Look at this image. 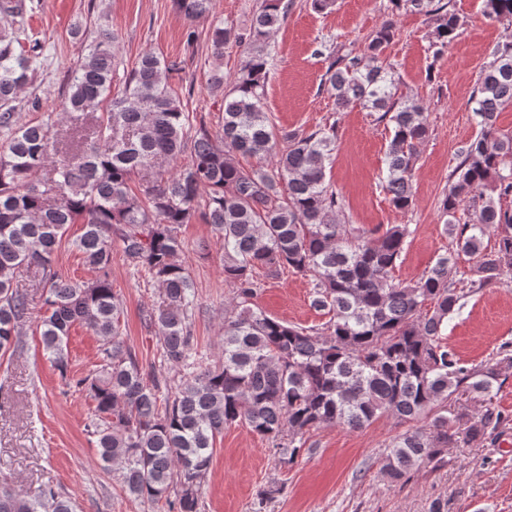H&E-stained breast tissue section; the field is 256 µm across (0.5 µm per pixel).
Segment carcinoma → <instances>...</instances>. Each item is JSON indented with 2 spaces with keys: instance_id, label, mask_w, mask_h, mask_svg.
Masks as SVG:
<instances>
[{
  "instance_id": "obj_1",
  "label": "carcinoma",
  "mask_w": 512,
  "mask_h": 512,
  "mask_svg": "<svg viewBox=\"0 0 512 512\" xmlns=\"http://www.w3.org/2000/svg\"><path fill=\"white\" fill-rule=\"evenodd\" d=\"M190 22L212 13L214 0H173ZM432 0H390L392 10L435 17L434 56L456 37L459 17ZM289 4L263 0L250 28L226 22L210 27L213 54L237 47L245 64L224 93L218 134L201 123L193 135L171 89L182 62L148 53L110 96L116 72L104 30L71 79L66 108L82 114L106 107L95 131L66 149L51 119L16 125L13 102L36 70L41 42L16 50L26 13L24 0H0V352L14 345L32 319L27 294L14 287L26 271L42 284L39 316L45 353L64 385L95 403L88 431L99 460L119 466L126 492L168 512H201L199 485L208 472L216 436L242 424L271 444L286 467L302 454L305 435L320 426L361 429L382 415L407 426L387 446L381 469L396 484L428 462L448 463L457 439L442 414L459 392L492 401L512 370L502 348L473 367L442 341L445 322L475 291L512 276V132L497 127L512 107V34L496 45L471 97L477 133L460 151L451 185L440 202L444 229L456 251L442 254L416 281L392 273L410 235L409 225L366 230L338 219L344 203L327 182L336 124L277 133L264 111L269 77L267 43ZM484 15L512 23V0H483ZM395 33L383 22L360 53L329 55L325 84L336 110L360 104L391 126L384 190L397 210L413 204L412 172L426 139L424 106L397 93L385 55ZM174 173L152 176L183 154ZM50 171L40 177L45 167ZM288 187V195L279 186ZM468 203L463 224L457 212ZM224 244V281L233 297L224 308L222 354L202 366L193 336L195 292L179 261L181 226L195 215ZM81 223L73 244L91 281L64 278L55 269L67 229ZM494 244L484 245L487 234ZM157 289L159 302L143 311L144 326L158 334L163 362L185 374L162 394L155 369L145 370L120 332L123 303L111 280L112 250ZM472 262L475 278H457L458 260ZM311 278V306L329 315L322 330L290 325L257 303L258 275L284 268ZM80 326L97 337L99 368L75 379L69 373L68 338ZM426 418L428 425L414 422ZM508 417L492 407L464 429L468 443L484 442ZM0 512H74L50 487L34 491L0 484Z\"/></svg>"
}]
</instances>
